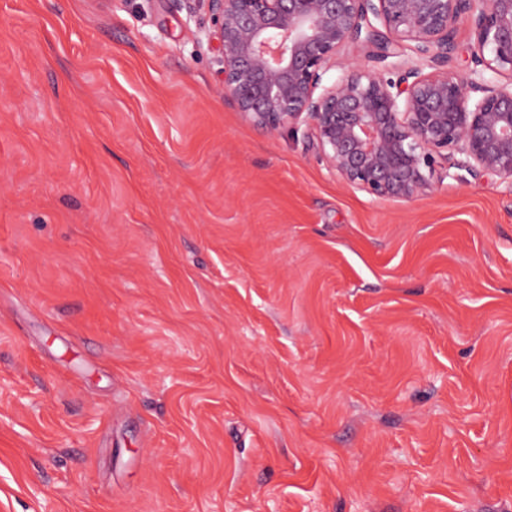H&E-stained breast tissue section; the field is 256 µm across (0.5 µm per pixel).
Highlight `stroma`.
Wrapping results in <instances>:
<instances>
[{"label": "stroma", "instance_id": "1", "mask_svg": "<svg viewBox=\"0 0 512 512\" xmlns=\"http://www.w3.org/2000/svg\"><path fill=\"white\" fill-rule=\"evenodd\" d=\"M186 0H0V512H512V180L348 186Z\"/></svg>", "mask_w": 512, "mask_h": 512}]
</instances>
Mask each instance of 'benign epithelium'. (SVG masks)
Masks as SVG:
<instances>
[{"label": "benign epithelium", "mask_w": 512, "mask_h": 512, "mask_svg": "<svg viewBox=\"0 0 512 512\" xmlns=\"http://www.w3.org/2000/svg\"><path fill=\"white\" fill-rule=\"evenodd\" d=\"M187 2L209 14L224 98L268 133L305 125L348 184L410 201L458 150L473 175L512 179V0ZM462 18L480 66L467 79L445 72ZM354 43L377 66L341 57ZM406 45L417 64L387 63Z\"/></svg>", "instance_id": "benign-epithelium-1"}]
</instances>
